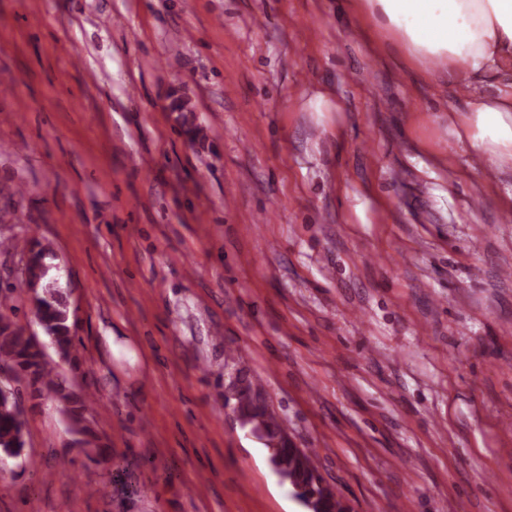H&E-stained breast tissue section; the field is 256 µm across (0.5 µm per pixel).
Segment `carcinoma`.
Wrapping results in <instances>:
<instances>
[{
    "instance_id": "obj_1",
    "label": "carcinoma",
    "mask_w": 512,
    "mask_h": 512,
    "mask_svg": "<svg viewBox=\"0 0 512 512\" xmlns=\"http://www.w3.org/2000/svg\"><path fill=\"white\" fill-rule=\"evenodd\" d=\"M49 246L31 250L23 275L35 305V316L44 336L62 359L70 358L75 346L74 322L70 319L67 297L53 280H46L47 270L42 262ZM12 372V381L0 385V458L16 460L26 448L24 422L17 408L26 394L35 399L52 398L60 407L68 430L88 456L100 455L105 445L88 418L91 395L78 394L72 382L59 372L32 339L0 314V368ZM261 385L258 381L237 376L227 385L224 405H232L241 425L264 439L270 463L282 482L293 488L295 497L308 512H345L346 505L338 496L326 491L309 454L282 444V428L258 400Z\"/></svg>"
}]
</instances>
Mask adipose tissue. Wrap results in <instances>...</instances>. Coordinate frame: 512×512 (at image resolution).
<instances>
[{"label":"adipose tissue","instance_id":"1","mask_svg":"<svg viewBox=\"0 0 512 512\" xmlns=\"http://www.w3.org/2000/svg\"><path fill=\"white\" fill-rule=\"evenodd\" d=\"M395 56L416 67L435 62L468 92L453 134L496 165L512 158V0H353ZM466 63L458 75V63Z\"/></svg>","mask_w":512,"mask_h":512}]
</instances>
